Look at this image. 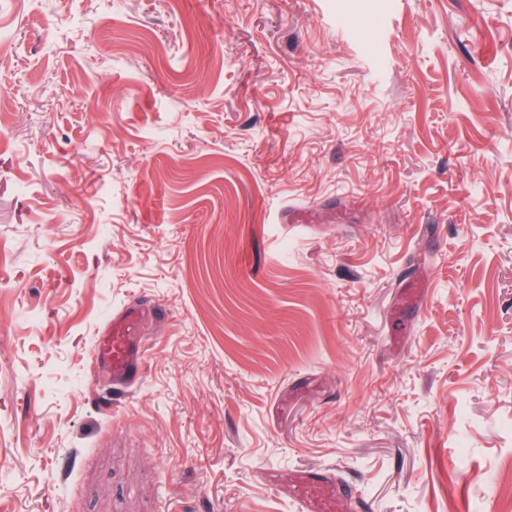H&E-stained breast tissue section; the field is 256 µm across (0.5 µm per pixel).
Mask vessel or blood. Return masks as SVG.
Wrapping results in <instances>:
<instances>
[{
	"mask_svg": "<svg viewBox=\"0 0 512 512\" xmlns=\"http://www.w3.org/2000/svg\"><path fill=\"white\" fill-rule=\"evenodd\" d=\"M147 303L132 304L113 313L96 339L102 375L112 386L130 385L145 373L144 324L151 317ZM269 481L287 487L298 512H341L346 495L335 480L311 471H273Z\"/></svg>",
	"mask_w": 512,
	"mask_h": 512,
	"instance_id": "vessel-or-blood-1",
	"label": "vessel or blood"
}]
</instances>
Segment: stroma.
I'll return each instance as SVG.
<instances>
[{"label": "stroma", "instance_id": "1", "mask_svg": "<svg viewBox=\"0 0 512 512\" xmlns=\"http://www.w3.org/2000/svg\"><path fill=\"white\" fill-rule=\"evenodd\" d=\"M0 35V512H296L272 470L512 512V0H0ZM145 300L117 394L93 341Z\"/></svg>", "mask_w": 512, "mask_h": 512}]
</instances>
